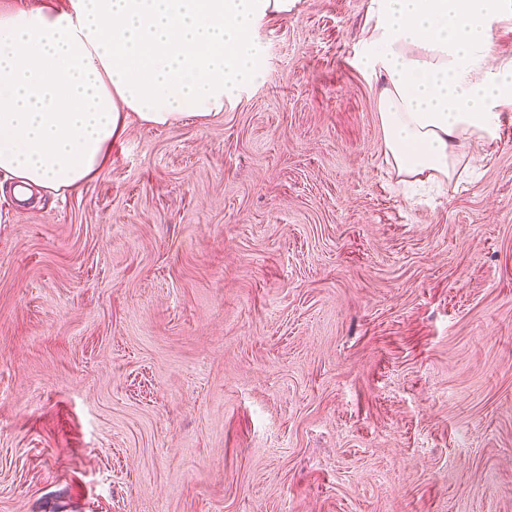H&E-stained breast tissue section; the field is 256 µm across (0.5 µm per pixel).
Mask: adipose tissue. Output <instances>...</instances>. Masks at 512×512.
Listing matches in <instances>:
<instances>
[{
	"label": "adipose tissue",
	"instance_id": "obj_1",
	"mask_svg": "<svg viewBox=\"0 0 512 512\" xmlns=\"http://www.w3.org/2000/svg\"><path fill=\"white\" fill-rule=\"evenodd\" d=\"M297 0H71L0 8V192H77L107 167L130 117L207 118L263 76L258 29ZM512 0H369L362 41L383 86L385 155L425 183L466 161L512 107V65H490Z\"/></svg>",
	"mask_w": 512,
	"mask_h": 512
}]
</instances>
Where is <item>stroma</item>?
Instances as JSON below:
<instances>
[{"label":"stroma","instance_id":"stroma-1","mask_svg":"<svg viewBox=\"0 0 512 512\" xmlns=\"http://www.w3.org/2000/svg\"><path fill=\"white\" fill-rule=\"evenodd\" d=\"M367 5L301 0L220 116L0 194V512H512V109L406 193Z\"/></svg>","mask_w":512,"mask_h":512}]
</instances>
